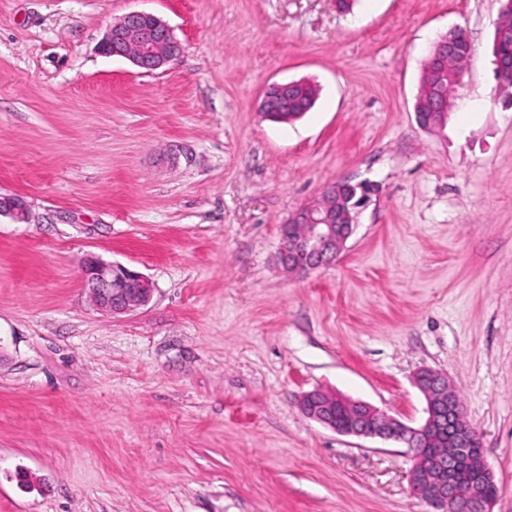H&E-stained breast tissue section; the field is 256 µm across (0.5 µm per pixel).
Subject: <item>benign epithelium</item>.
Wrapping results in <instances>:
<instances>
[{
  "label": "benign epithelium",
  "mask_w": 512,
  "mask_h": 512,
  "mask_svg": "<svg viewBox=\"0 0 512 512\" xmlns=\"http://www.w3.org/2000/svg\"><path fill=\"white\" fill-rule=\"evenodd\" d=\"M432 80L439 86L447 84L453 43L443 36L436 44ZM99 50L109 57H122L146 73L164 69L183 52L182 43L173 29L158 16L141 11L130 12L114 21L102 39ZM296 81L274 83L265 91L259 109L277 121H287L286 91ZM421 127L442 128L448 121L447 104L435 95L423 112H415ZM363 183L341 180L328 184L318 199L298 207L288 219L290 224L304 226V232L283 241L278 260L289 273L308 274L333 262L352 235L357 216L367 202L354 200L355 189ZM9 215L20 224L28 221V209L18 197L0 196V216ZM82 286L90 304L97 310L120 315L147 304L153 295V283L141 272L119 262L89 256L81 268ZM414 385L426 401L425 419L414 427L380 411L366 402H358L362 419L350 426L336 423L328 412L335 395L314 390L300 400L303 412L334 431L358 437L392 441L405 445L413 455L409 472L412 494L427 503L434 512H492L495 502L489 488L495 485L494 475L485 456L474 458L468 448L472 432L464 417L462 405L452 396L448 377L432 369H422L413 378ZM450 421L462 426L463 434L454 448H438L426 458L417 448L419 437ZM467 465L478 474L477 480L462 486L456 472Z\"/></svg>",
  "instance_id": "obj_1"
}]
</instances>
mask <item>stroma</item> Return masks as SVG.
<instances>
[{"label":"stroma","mask_w":512,"mask_h":512,"mask_svg":"<svg viewBox=\"0 0 512 512\" xmlns=\"http://www.w3.org/2000/svg\"><path fill=\"white\" fill-rule=\"evenodd\" d=\"M500 0H0V512H430L404 445L308 418L313 390L421 423L446 374L512 512V92ZM132 11L183 45L97 47ZM472 47L448 122L414 106L435 40ZM319 88L301 119L274 82ZM379 191L336 261L277 264L329 183ZM152 281L112 316L87 256ZM99 50L105 56L126 58L145 73H154L177 60L183 46L161 18L135 11L112 23ZM298 84L297 81H288L269 86L259 104L262 114L277 121H288V105L284 101V96L289 88Z\"/></svg>","instance_id":"stroma-1"}]
</instances>
